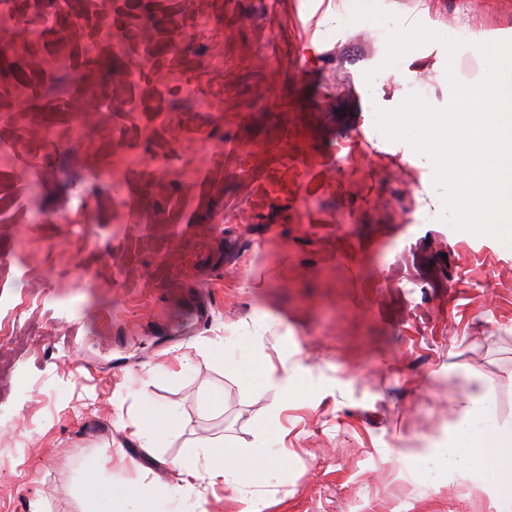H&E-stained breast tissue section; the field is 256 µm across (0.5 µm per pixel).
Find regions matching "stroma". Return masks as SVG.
I'll use <instances>...</instances> for the list:
<instances>
[{"label":"stroma","mask_w":512,"mask_h":512,"mask_svg":"<svg viewBox=\"0 0 512 512\" xmlns=\"http://www.w3.org/2000/svg\"><path fill=\"white\" fill-rule=\"evenodd\" d=\"M377 2L451 38L512 36V0ZM193 3L217 26L179 45L181 0H19L52 32L0 33V512H138L133 481L157 512H496L487 484L416 452L445 438L464 374L512 418V250L424 223L432 163L376 127L414 92L446 107L447 71L479 82L482 58L432 42L383 67L390 26L351 22L355 0ZM94 11L102 41L76 25ZM175 70L222 87V111L183 102ZM258 368L292 375L290 399ZM169 409L161 448L117 425ZM267 420L284 468L241 492L180 481L185 441L247 444Z\"/></svg>","instance_id":"obj_1"}]
</instances>
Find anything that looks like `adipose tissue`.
<instances>
[{"label":"adipose tissue","instance_id":"ef3b65f1","mask_svg":"<svg viewBox=\"0 0 512 512\" xmlns=\"http://www.w3.org/2000/svg\"><path fill=\"white\" fill-rule=\"evenodd\" d=\"M454 417L445 442L428 449L426 458L446 471L448 477L469 475L496 492V512H512V420L501 419L496 399L479 377H472L461 394L450 402ZM208 461L211 483L238 487L256 478L257 464L267 470L283 466L282 458L267 453L264 437L240 449L229 440L191 442L187 460L180 469L184 483L198 478V455Z\"/></svg>","mask_w":512,"mask_h":512}]
</instances>
